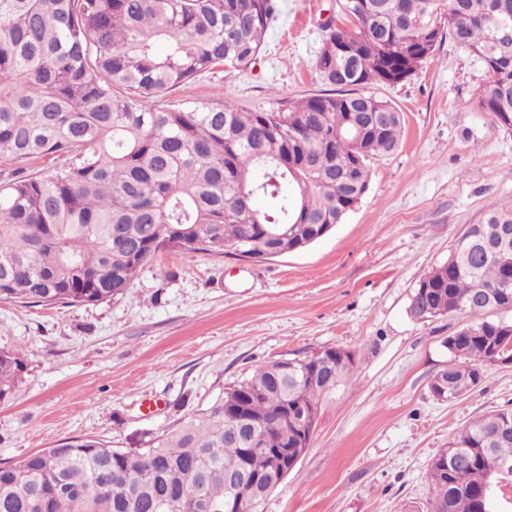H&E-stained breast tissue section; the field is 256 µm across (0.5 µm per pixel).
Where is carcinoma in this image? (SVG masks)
Wrapping results in <instances>:
<instances>
[{
	"instance_id": "1",
	"label": "carcinoma",
	"mask_w": 512,
	"mask_h": 512,
	"mask_svg": "<svg viewBox=\"0 0 512 512\" xmlns=\"http://www.w3.org/2000/svg\"><path fill=\"white\" fill-rule=\"evenodd\" d=\"M354 22L322 26L316 70L326 89L264 112L228 103L152 104L217 67L248 68L271 0H0V298L83 306L123 293L157 255L241 256L288 229L303 249L367 193L370 161L392 153L403 115L363 92L406 81L450 39L485 67L478 108L512 130V0H340ZM347 46L350 53L337 52ZM48 156L52 166L25 164ZM512 309V203L470 225L448 261L418 282L417 321ZM512 324L482 320L448 336L451 358L431 392L454 402L482 381L494 353L512 355ZM257 365L207 408L151 438L113 448L68 438L0 464V512H200L232 496L224 475L269 470L270 448H308L321 398L351 372L329 347ZM26 363L0 351V402ZM256 436L246 448L238 425ZM430 463V512H491L488 456L512 461V409L457 431Z\"/></svg>"
}]
</instances>
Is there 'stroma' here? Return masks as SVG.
<instances>
[{"instance_id":"stroma-1","label":"stroma","mask_w":512,"mask_h":512,"mask_svg":"<svg viewBox=\"0 0 512 512\" xmlns=\"http://www.w3.org/2000/svg\"><path fill=\"white\" fill-rule=\"evenodd\" d=\"M273 2L248 69L199 76L169 101L259 112L319 93L321 25L338 0ZM484 76L447 40L411 79L375 86L403 114L401 144L371 160L361 202L303 250L260 261L164 254L91 305L0 299V351L26 362L17 396L0 403V464L74 437L143 447L260 362L339 347L354 372L323 397L310 448L264 512H429L432 459L470 421L512 408V363L485 367L458 401L436 400L443 342L470 317L407 312L467 227L512 200V131L478 110Z\"/></svg>"}]
</instances>
